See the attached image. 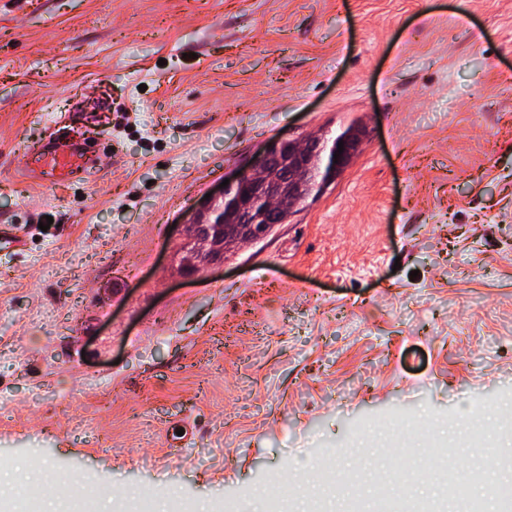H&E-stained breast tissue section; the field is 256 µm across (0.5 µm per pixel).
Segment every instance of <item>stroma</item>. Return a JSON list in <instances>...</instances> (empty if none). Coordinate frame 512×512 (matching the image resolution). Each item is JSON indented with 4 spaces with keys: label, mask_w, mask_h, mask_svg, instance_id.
Segmentation results:
<instances>
[{
    "label": "stroma",
    "mask_w": 512,
    "mask_h": 512,
    "mask_svg": "<svg viewBox=\"0 0 512 512\" xmlns=\"http://www.w3.org/2000/svg\"><path fill=\"white\" fill-rule=\"evenodd\" d=\"M353 123L320 197L181 274L206 194ZM49 138L87 171L26 176ZM0 224V471L66 475L0 512H374L400 420L512 421V0H0ZM25 234L12 225L0 226V251L22 253L26 246Z\"/></svg>",
    "instance_id": "obj_1"
}]
</instances>
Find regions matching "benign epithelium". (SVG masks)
I'll use <instances>...</instances> for the list:
<instances>
[{
    "mask_svg": "<svg viewBox=\"0 0 512 512\" xmlns=\"http://www.w3.org/2000/svg\"><path fill=\"white\" fill-rule=\"evenodd\" d=\"M362 145L363 136L352 134L333 140L316 135L272 140L257 161L196 210L179 251L182 272L194 275L224 261L231 252L266 238L313 192L323 193ZM225 210L237 215L238 224L233 233L224 235L219 225Z\"/></svg>",
    "mask_w": 512,
    "mask_h": 512,
    "instance_id": "7a95c632",
    "label": "benign epithelium"
}]
</instances>
